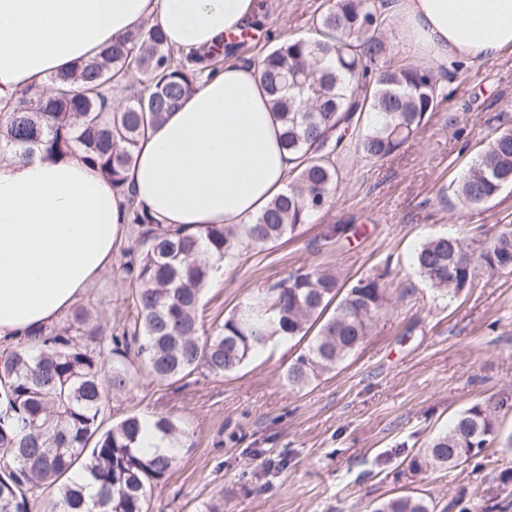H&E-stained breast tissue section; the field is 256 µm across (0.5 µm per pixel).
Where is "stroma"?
Listing matches in <instances>:
<instances>
[{
    "label": "stroma",
    "instance_id": "stroma-1",
    "mask_svg": "<svg viewBox=\"0 0 512 512\" xmlns=\"http://www.w3.org/2000/svg\"><path fill=\"white\" fill-rule=\"evenodd\" d=\"M322 2L262 0V26L237 57L257 58L278 36L304 31ZM402 30L401 16H391L384 61L435 67L441 107L384 160L361 158L349 145L338 150L334 202L291 238L227 259L201 300L211 325L318 265L346 284L385 274L390 306L355 355L303 388L284 377L296 347L276 341L235 373L170 386L144 381L111 401L114 416L165 412L187 432L151 512H200L218 494L224 512H372L399 494L425 497L435 512L457 501L469 512H512V448L491 445L450 469L411 465L456 413L477 403L512 433V274L482 275L476 288L451 297L413 263L429 236L469 241L512 228V190L472 211L439 193L493 129L512 123V49L479 65L445 67L409 49ZM449 115L456 125H446ZM337 224L352 233L333 236ZM136 236L124 225L110 265L81 299L115 325L126 318L120 267Z\"/></svg>",
    "mask_w": 512,
    "mask_h": 512
}]
</instances>
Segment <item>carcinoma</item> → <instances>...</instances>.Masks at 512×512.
I'll return each instance as SVG.
<instances>
[{
	"label": "carcinoma",
	"instance_id": "carcinoma-1",
	"mask_svg": "<svg viewBox=\"0 0 512 512\" xmlns=\"http://www.w3.org/2000/svg\"><path fill=\"white\" fill-rule=\"evenodd\" d=\"M386 0H323L304 34H290L259 60L261 81L281 125V140L300 162L286 189L248 224L165 227L135 202L127 172L138 144L165 114L196 92L221 46L184 52L157 24L115 40L99 56L43 86L28 88L0 112V156L47 158L76 151L126 196L139 229L121 282L129 316L113 329L84 306L33 331L0 354V512H150L152 493L175 466L183 427L165 413L112 421L110 398L140 379L172 385L196 374L222 378L277 339L315 336L286 370L302 388L334 370L364 343L387 304L378 277L348 288L318 268L299 271L207 331L200 303L225 258L274 246L326 209L341 177L332 156L358 129L355 151L382 160L427 124L443 99L438 73L380 63ZM125 102L106 111L108 90ZM512 189V125L498 127L460 180L448 186L465 208ZM431 287L457 296L479 273H512V230L466 243L426 239L415 254ZM157 438L166 448L152 446ZM496 438L487 408L461 412L423 450V464L454 467ZM375 512H434L423 497L399 495Z\"/></svg>",
	"mask_w": 512,
	"mask_h": 512
}]
</instances>
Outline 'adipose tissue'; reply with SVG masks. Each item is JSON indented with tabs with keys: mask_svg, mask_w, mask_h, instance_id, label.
<instances>
[{
	"mask_svg": "<svg viewBox=\"0 0 512 512\" xmlns=\"http://www.w3.org/2000/svg\"><path fill=\"white\" fill-rule=\"evenodd\" d=\"M388 9L446 65L512 48V0H392ZM257 10L258 0H0V112L145 22L189 51L238 32ZM279 130L257 64L225 59L139 143L129 190L167 226L250 223L294 165ZM126 221L123 197L79 156L1 161L0 341L65 317L110 264Z\"/></svg>",
	"mask_w": 512,
	"mask_h": 512,
	"instance_id": "obj_1",
	"label": "adipose tissue"
}]
</instances>
